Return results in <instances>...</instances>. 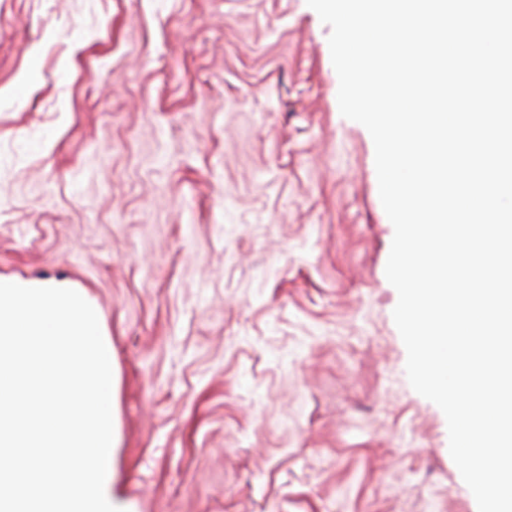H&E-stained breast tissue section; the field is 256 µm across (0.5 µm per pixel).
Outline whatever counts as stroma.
Listing matches in <instances>:
<instances>
[{
  "label": "stroma",
  "mask_w": 512,
  "mask_h": 512,
  "mask_svg": "<svg viewBox=\"0 0 512 512\" xmlns=\"http://www.w3.org/2000/svg\"><path fill=\"white\" fill-rule=\"evenodd\" d=\"M330 32L306 0H0V275L98 309L120 512H478Z\"/></svg>",
  "instance_id": "1"
}]
</instances>
